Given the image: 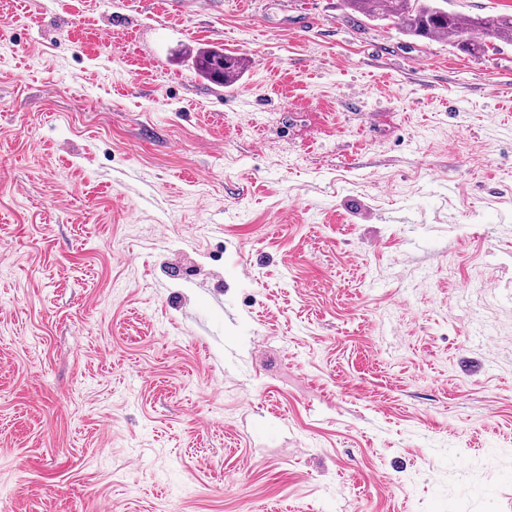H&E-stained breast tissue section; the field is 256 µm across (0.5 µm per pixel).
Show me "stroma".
Wrapping results in <instances>:
<instances>
[{
    "label": "stroma",
    "mask_w": 512,
    "mask_h": 512,
    "mask_svg": "<svg viewBox=\"0 0 512 512\" xmlns=\"http://www.w3.org/2000/svg\"><path fill=\"white\" fill-rule=\"evenodd\" d=\"M0 512H512V42L0 0ZM192 65L204 79L216 84L237 82L244 70L245 60L237 55L224 53L220 46L204 45L192 52Z\"/></svg>",
    "instance_id": "obj_1"
}]
</instances>
